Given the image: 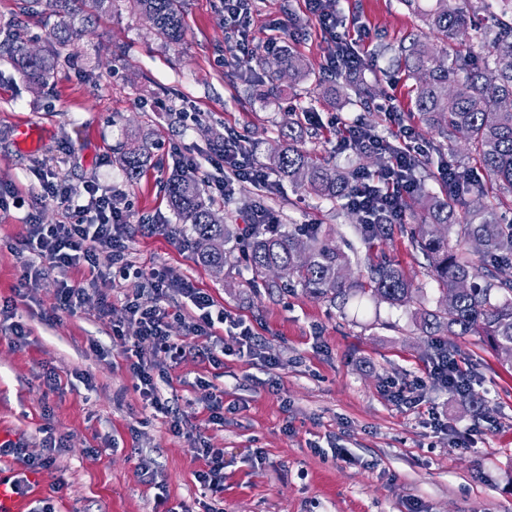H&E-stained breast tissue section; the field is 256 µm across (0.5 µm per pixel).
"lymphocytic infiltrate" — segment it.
Masks as SVG:
<instances>
[{"instance_id":"f902f5d3","label":"lymphocytic infiltrate","mask_w":512,"mask_h":512,"mask_svg":"<svg viewBox=\"0 0 512 512\" xmlns=\"http://www.w3.org/2000/svg\"><path fill=\"white\" fill-rule=\"evenodd\" d=\"M331 4L332 0H306L308 11L318 20L321 30L328 35L334 47L328 56L329 63L349 75L360 67L361 54L356 39L340 31V22ZM385 112L394 127L391 137L375 134L370 127L357 121L344 125L337 147L387 154L388 163L383 169L371 174H358L347 196V204L369 219L375 213L387 211L398 220L402 217V201L417 187L416 173L424 147L415 128L406 124L397 107L386 106ZM216 156L224 164V180L216 186L221 197H231L234 183L241 181L261 189L270 187L269 173L252 162L240 136L227 137L223 149L218 150ZM40 187L41 192L34 196L25 220L26 244L33 258L24 267V285L28 288L34 286L48 267L64 273L82 263L94 264L98 251L103 248L110 250L116 274L124 279H141L139 293L126 296L123 304L127 327L114 330L113 335L130 348L133 359L129 371L148 407L168 416L172 412L168 401L161 395L154 374L155 365L152 359H145V352H152L153 356L164 355L175 365L193 355L217 366L221 365L223 356L230 349L249 354L254 352L257 339L251 327L243 321L229 319L223 311L214 310L213 299L190 280L163 268L145 271L127 259L130 235L127 212L119 207L111 192L100 190L95 185L85 186L87 202L73 214L70 222L43 224L38 219L40 205L52 200L62 207H69L73 192L46 177L41 178ZM174 293L188 299L195 308L188 323L193 343L177 341L168 333L172 313L166 301ZM226 322L235 331V343L231 346L217 336V325Z\"/></svg>"}]
</instances>
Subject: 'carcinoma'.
<instances>
[{
	"label": "carcinoma",
	"mask_w": 512,
	"mask_h": 512,
	"mask_svg": "<svg viewBox=\"0 0 512 512\" xmlns=\"http://www.w3.org/2000/svg\"><path fill=\"white\" fill-rule=\"evenodd\" d=\"M131 2L159 36L171 43L182 40L181 0ZM402 2L434 35L432 40L418 35L394 50L397 65L416 81L414 103L421 121L447 140L449 149L464 144L481 163L487 182L503 194L488 200L486 187L472 181L469 170L458 167L461 193L474 197L464 209L452 203L454 192L424 193L404 204L412 224H358L357 234L369 248L364 284L348 280L350 255L319 224L307 229L298 224L256 229L247 239L249 263L257 277L280 271L317 296L336 299L354 289L392 306L416 304L415 321L423 334L476 336L495 352L501 365L512 368V278L500 275L502 265L512 261V222H504L499 213L512 206V0H497L498 9L480 32L472 27L474 0ZM111 7L112 0H20L24 14L42 8L60 18L52 32L57 48L33 57L26 39L16 31L8 35L7 43H0V49L25 77L45 86L74 38ZM469 40L488 47L479 63L471 62ZM276 65L265 95L278 89L282 74L297 77L306 70L305 61L291 52L277 58ZM280 137L282 149L270 157L275 173L322 199L348 194L353 174L329 167L300 147L293 125L283 127ZM145 154L142 143L121 153L127 177L140 174ZM166 193L173 214L189 227V241L200 263L224 267L228 230L212 222V202L204 197L200 181L177 172L168 180ZM397 230L408 234L412 249L428 262L439 291L434 310L427 308L423 289L415 287L395 261L370 252L375 241H386Z\"/></svg>",
	"instance_id": "cac0c4a2"
}]
</instances>
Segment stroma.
I'll use <instances>...</instances> for the list:
<instances>
[{
    "mask_svg": "<svg viewBox=\"0 0 512 512\" xmlns=\"http://www.w3.org/2000/svg\"><path fill=\"white\" fill-rule=\"evenodd\" d=\"M346 25L361 21L369 33L361 70L373 88L363 109L343 87L316 84L327 75L331 45L304 0H253L250 35L259 48L244 55L225 41L218 0H183L185 38L169 44L150 23L114 0L51 84L30 85L0 56V184L13 194L0 200V306L13 308L27 337L15 341L0 323V431L30 454L45 440L61 450L55 465L37 471L26 493L28 512L49 500L53 512H512V370L502 368L489 346L457 339L458 358L483 400L473 416L459 398L424 379L434 359L408 307L396 308L355 295L330 301L306 293L281 272L254 278L239 251L223 270L201 265L182 235L165 194L170 175L194 161L201 182L223 179L214 158L217 139L246 138L257 162L279 148L280 127L301 122L305 149L346 170L374 172L385 155L338 152L334 117L359 120L385 135L391 129L382 107L394 100L430 147L424 189L441 194V160H454L447 141L426 128L411 104L414 80L379 55L383 43L399 42L418 20L400 0H335ZM56 17L21 16L18 0H0V40L21 31L31 47L54 46ZM289 51L306 62V75L282 79L276 96L255 93L274 67L275 52L261 50L271 26ZM39 129L41 144L29 150L17 126ZM140 126L155 143L136 180L120 163L126 135ZM54 172L76 189L96 183L119 194L130 214L129 258L143 269L167 268L189 278L216 307L250 325L275 365L236 354L213 366L189 357L169 368L162 388L174 399L182 434L170 419L144 407L134 388L124 345L112 339L125 320L126 294L135 278L109 279L112 254L98 252L67 275L51 272L36 287L20 290L29 259L22 241L25 209L15 200L40 190L39 171ZM264 205L283 224L310 222L333 229L337 243L355 239L357 217L343 200H324L286 180L264 196L250 183L235 187L230 201L214 197L213 210L233 231ZM153 228H146V221ZM383 251L400 264L416 287L436 297V284L406 235L395 234ZM83 283L76 313L59 310L60 278ZM111 301L112 313L99 312ZM412 388L419 404L396 405L387 387ZM224 401V422L211 424L206 406ZM224 451L223 489L202 495L196 474L205 467L201 443ZM154 468L145 474L139 458Z\"/></svg>",
    "mask_w": 512,
    "mask_h": 512,
    "instance_id": "obj_1",
    "label": "stroma"
}]
</instances>
